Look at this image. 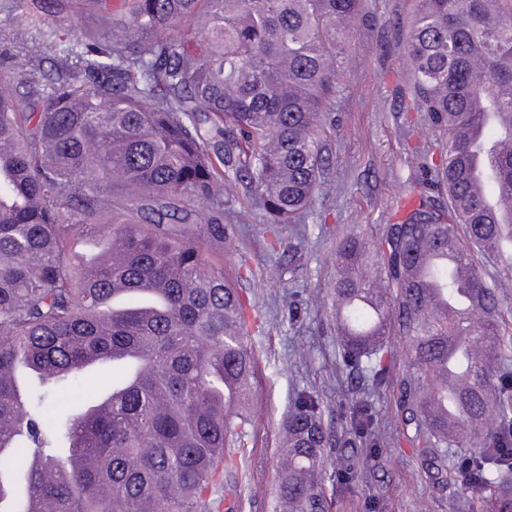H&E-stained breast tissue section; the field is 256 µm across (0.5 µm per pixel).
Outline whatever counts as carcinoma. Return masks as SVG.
Returning a JSON list of instances; mask_svg holds the SVG:
<instances>
[{
	"label": "carcinoma",
	"mask_w": 512,
	"mask_h": 512,
	"mask_svg": "<svg viewBox=\"0 0 512 512\" xmlns=\"http://www.w3.org/2000/svg\"><path fill=\"white\" fill-rule=\"evenodd\" d=\"M30 2L124 31L50 25L54 71L32 57L0 91V512H234L257 359L224 271V188L304 235L365 0ZM403 62V97L445 134L428 168L448 206L422 199L380 241L338 243L336 345L355 384L338 385L339 431L319 390L295 392L273 512H333L354 492L355 452L387 444L374 397L390 391L432 482L512 512V6L415 0ZM82 234L118 253L87 259ZM435 248L466 262L465 311ZM120 352L135 362L105 388L51 408Z\"/></svg>",
	"instance_id": "obj_1"
}]
</instances>
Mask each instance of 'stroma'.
<instances>
[{"label": "stroma", "mask_w": 512, "mask_h": 512, "mask_svg": "<svg viewBox=\"0 0 512 512\" xmlns=\"http://www.w3.org/2000/svg\"><path fill=\"white\" fill-rule=\"evenodd\" d=\"M18 0H0V78L11 77L23 57L14 34L31 31L34 20ZM369 26L355 31L339 74L335 120L326 138L329 166L306 219L304 239L285 240L280 249L259 209L224 199V218L237 234L224 246V269L249 267L241 286L252 296L262 320L251 333L259 355L256 394L248 405L254 427L241 453L237 512H272L278 481L281 424L296 387L324 391L328 404L344 375L336 362V245L351 230L378 237L395 223L401 200L412 196L421 178L415 150L437 147L441 134L422 113L400 109L399 91L410 75L401 62L399 29L412 16V0H367ZM293 264L295 277L271 269ZM298 307L289 309L288 293ZM363 478L337 512H458L451 489L426 478L408 443L381 449L361 462Z\"/></svg>", "instance_id": "stroma-1"}]
</instances>
